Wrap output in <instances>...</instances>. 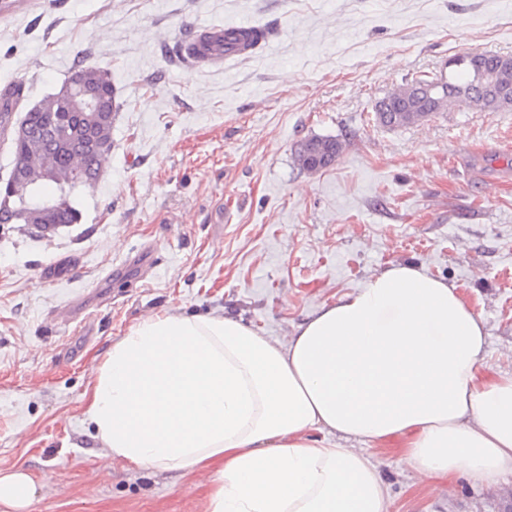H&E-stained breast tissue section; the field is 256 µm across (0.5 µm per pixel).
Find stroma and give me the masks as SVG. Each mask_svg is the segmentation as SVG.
Instances as JSON below:
<instances>
[{
  "label": "stroma",
  "instance_id": "1",
  "mask_svg": "<svg viewBox=\"0 0 512 512\" xmlns=\"http://www.w3.org/2000/svg\"><path fill=\"white\" fill-rule=\"evenodd\" d=\"M266 24L223 67L180 63L198 25ZM512 56V0H29L0 18L15 112L78 62L112 81V151L41 237L0 225V472L40 485L29 512H210L213 471L100 467L86 392L112 344L170 310L224 313L281 339L392 263L457 286L486 324L480 370L512 373V108L464 105L390 130L374 104L470 52ZM343 151L310 172L309 137ZM403 437L371 448L390 512H500L512 480L424 481ZM308 140L309 141H317V142L322 143L324 145V150L326 153L334 154L333 163L339 157V155L343 149V144L339 139L312 137V138H309ZM301 147L303 148V154L305 155L306 167L308 168V170L309 169L311 171L320 170V169L331 164L330 156L328 154H325L324 156L319 157L315 154V151L311 145L302 144ZM297 159H298L300 165H302V167L306 168L303 163V160H302L300 148H298V150H297Z\"/></svg>",
  "mask_w": 512,
  "mask_h": 512
}]
</instances>
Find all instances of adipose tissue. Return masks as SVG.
<instances>
[{"instance_id":"adipose-tissue-1","label":"adipose tissue","mask_w":512,"mask_h":512,"mask_svg":"<svg viewBox=\"0 0 512 512\" xmlns=\"http://www.w3.org/2000/svg\"><path fill=\"white\" fill-rule=\"evenodd\" d=\"M487 338L456 285L394 264L283 342L216 313L149 316L98 366L85 416L104 464L215 468L211 512H389L365 447L395 435L418 475H512V373L480 380ZM37 494L0 474L7 512Z\"/></svg>"}]
</instances>
